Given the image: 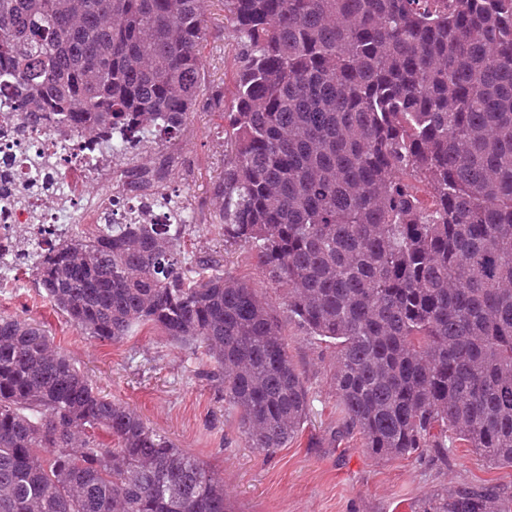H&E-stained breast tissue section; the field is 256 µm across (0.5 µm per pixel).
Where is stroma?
Returning a JSON list of instances; mask_svg holds the SVG:
<instances>
[{"label":"stroma","instance_id":"stroma-1","mask_svg":"<svg viewBox=\"0 0 512 512\" xmlns=\"http://www.w3.org/2000/svg\"><path fill=\"white\" fill-rule=\"evenodd\" d=\"M206 28L203 80L231 89L242 47L224 19L222 0H208ZM223 142V115L203 103L170 141L200 207L199 223L188 227L185 250L191 257L220 254L225 274L248 280L284 319L289 353L304 371L309 391L307 421L286 447L270 455L248 447L237 413L225 408L209 374V363L156 327H141L119 342L100 341L84 334L36 288L1 290L0 314L42 326L95 389L203 461L223 480L235 512H410L418 500L447 488L512 487V468L490 465L473 449H450L444 462L430 455L378 457L359 434L343 427L330 349L287 322L284 292L267 279L255 252L224 244L210 224L221 203L214 186L224 167Z\"/></svg>","mask_w":512,"mask_h":512}]
</instances>
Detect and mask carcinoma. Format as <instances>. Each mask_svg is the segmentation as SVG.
<instances>
[{
    "label": "carcinoma",
    "instance_id": "carcinoma-1",
    "mask_svg": "<svg viewBox=\"0 0 512 512\" xmlns=\"http://www.w3.org/2000/svg\"><path fill=\"white\" fill-rule=\"evenodd\" d=\"M206 0H0V81L112 151L224 114L211 225L332 349L344 426L381 457L472 448L512 468V0H224L243 53L201 83ZM426 195H420V190ZM87 335L202 350L251 448L303 428L278 316L182 226L112 224L33 267ZM108 430L113 444L94 431ZM0 512H233L224 482L0 315ZM411 512H512L458 486Z\"/></svg>",
    "mask_w": 512,
    "mask_h": 512
}]
</instances>
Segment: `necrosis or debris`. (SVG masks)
<instances>
[{
  "mask_svg": "<svg viewBox=\"0 0 512 512\" xmlns=\"http://www.w3.org/2000/svg\"><path fill=\"white\" fill-rule=\"evenodd\" d=\"M0 87V289L19 288L28 258L76 225L193 224L199 210L173 174L133 150L94 149L53 113L30 123Z\"/></svg>",
  "mask_w": 512,
  "mask_h": 512,
  "instance_id": "obj_1",
  "label": "necrosis or debris"
}]
</instances>
